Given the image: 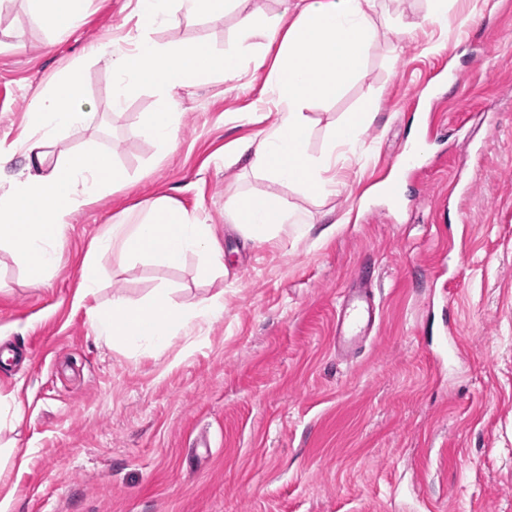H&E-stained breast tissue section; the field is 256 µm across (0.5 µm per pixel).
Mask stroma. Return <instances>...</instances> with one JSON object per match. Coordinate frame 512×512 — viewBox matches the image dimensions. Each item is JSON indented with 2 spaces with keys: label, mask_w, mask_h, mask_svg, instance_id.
Returning <instances> with one entry per match:
<instances>
[{
  "label": "stroma",
  "mask_w": 512,
  "mask_h": 512,
  "mask_svg": "<svg viewBox=\"0 0 512 512\" xmlns=\"http://www.w3.org/2000/svg\"><path fill=\"white\" fill-rule=\"evenodd\" d=\"M136 0H90L55 38L28 0H0V151L18 170L28 104L70 62L96 112L67 130L51 163L93 145L126 177L71 214L52 275L28 278L0 247V393L26 412L0 438L20 457L7 512H512V0L486 11L455 0L447 27L395 38L428 0H377L364 72L312 115L310 153L347 113L377 100L375 122L336 161L324 201L225 166L236 142L275 120L269 68L178 94L180 145L163 153L141 127L153 88L112 109L110 69L92 48L104 29L133 35ZM154 40H238L234 12L172 22ZM421 133L424 171L399 178L410 209L371 195ZM274 191L304 224L264 244L228 223L224 200ZM167 196L211 224L224 267L201 273L105 261L92 305L137 301L161 285L224 312L162 352L100 337L75 295L91 241L132 203ZM447 198L438 209V198ZM333 235H326V228ZM381 300L376 328L350 358L333 336L340 292L360 266ZM90 304V305H91Z\"/></svg>",
  "instance_id": "1"
}]
</instances>
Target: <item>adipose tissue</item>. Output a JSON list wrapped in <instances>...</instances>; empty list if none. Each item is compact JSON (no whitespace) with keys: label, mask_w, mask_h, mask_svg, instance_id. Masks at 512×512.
Returning <instances> with one entry per match:
<instances>
[{"label":"adipose tissue","mask_w":512,"mask_h":512,"mask_svg":"<svg viewBox=\"0 0 512 512\" xmlns=\"http://www.w3.org/2000/svg\"><path fill=\"white\" fill-rule=\"evenodd\" d=\"M376 0H289L284 6L289 24L264 20L250 9V0H137L138 35L132 46L107 40L94 55L112 72L113 110H121L131 91L143 86L157 90L161 104L142 127L146 136L168 151L179 143V90L203 76L218 75L235 81L246 62L271 65L274 87L282 102L275 121L256 140L243 143L237 158L253 173L293 187L306 196L326 199L336 193V154L354 145L378 115L369 102L330 130L328 148L321 156L308 150L311 110L359 76L377 33L372 19ZM36 20L64 35L85 18L88 0H29ZM233 10L239 16V38L233 48L216 52L204 43H160L151 34L170 20L196 24L202 17ZM275 45L273 61L256 56L245 59V44L255 37ZM32 120L26 165L0 189V243L9 244L18 263L35 279L52 270L62 244L65 216L95 202L107 188L126 180L111 156L88 147L55 166L47 164V150L62 132L86 124L92 117L82 96L78 69L36 94L29 104ZM224 211L253 242H269L285 226L301 223V215L275 193L234 195ZM195 255L202 271L223 264L224 252L210 225L167 197L128 207L92 245L81 267V298L99 288L101 264L106 257L126 265L146 260L161 268L180 266ZM224 311L223 297L193 308L174 301L171 288L153 289L145 298H117L92 310L99 335L132 344L147 343L164 349L172 336Z\"/></svg>","instance_id":"adipose-tissue-1"}]
</instances>
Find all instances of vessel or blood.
I'll use <instances>...</instances> for the list:
<instances>
[{
  "instance_id": "1",
  "label": "vessel or blood",
  "mask_w": 512,
  "mask_h": 512,
  "mask_svg": "<svg viewBox=\"0 0 512 512\" xmlns=\"http://www.w3.org/2000/svg\"><path fill=\"white\" fill-rule=\"evenodd\" d=\"M369 270H359L353 287L344 289L336 316V352L346 357L362 344L371 331L380 307L371 288Z\"/></svg>"
}]
</instances>
